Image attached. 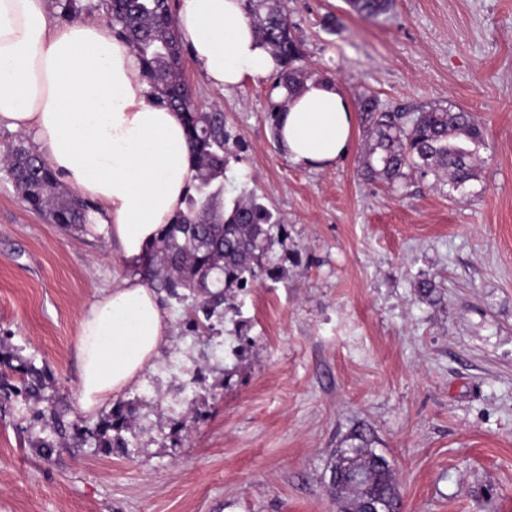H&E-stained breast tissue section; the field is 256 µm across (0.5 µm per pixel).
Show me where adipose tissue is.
<instances>
[{
    "label": "adipose tissue",
    "mask_w": 512,
    "mask_h": 512,
    "mask_svg": "<svg viewBox=\"0 0 512 512\" xmlns=\"http://www.w3.org/2000/svg\"><path fill=\"white\" fill-rule=\"evenodd\" d=\"M178 36L218 91L277 67L244 0H181ZM345 89L313 78L280 114L277 141L292 162L321 169L352 144ZM27 134L54 171L99 207L95 223L127 261L147 255L184 208L193 183L178 112L159 104L130 47L98 22H59L48 0H0V126ZM169 333L155 292L127 277L83 308L75 340L80 404L93 411L138 382Z\"/></svg>",
    "instance_id": "ef3b65f1"
}]
</instances>
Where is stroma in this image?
Here are the masks:
<instances>
[{"instance_id": "stroma-1", "label": "stroma", "mask_w": 512, "mask_h": 512, "mask_svg": "<svg viewBox=\"0 0 512 512\" xmlns=\"http://www.w3.org/2000/svg\"><path fill=\"white\" fill-rule=\"evenodd\" d=\"M285 4L317 75L387 109L481 116L476 178L454 196L432 176L366 181L359 123L344 159L296 165L266 120L271 79L222 93L185 61L195 103L242 145L224 198L254 191L284 224L285 273L201 337L163 301L168 339L117 395L134 429L110 450L59 438L56 416L99 425L79 404L77 320L149 261L48 223L0 170V353L45 375L40 399L0 400V512H337L332 457L357 435L393 467L400 512H512V0H393L377 20L345 0Z\"/></svg>"}]
</instances>
